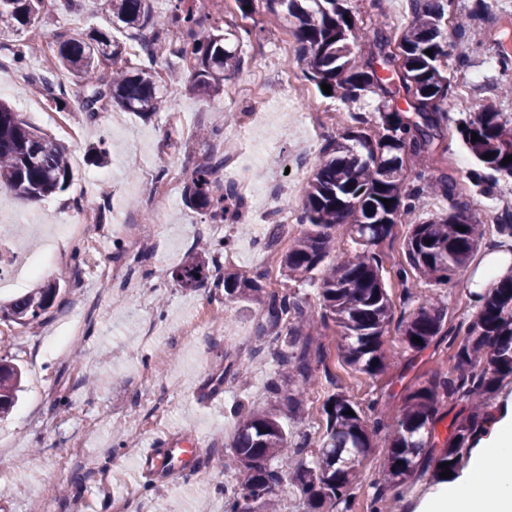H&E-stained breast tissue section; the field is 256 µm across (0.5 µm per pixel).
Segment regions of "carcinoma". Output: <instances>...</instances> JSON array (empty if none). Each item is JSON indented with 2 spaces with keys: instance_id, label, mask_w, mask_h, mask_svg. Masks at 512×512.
Returning a JSON list of instances; mask_svg holds the SVG:
<instances>
[{
  "instance_id": "cac0c4a2",
  "label": "carcinoma",
  "mask_w": 512,
  "mask_h": 512,
  "mask_svg": "<svg viewBox=\"0 0 512 512\" xmlns=\"http://www.w3.org/2000/svg\"><path fill=\"white\" fill-rule=\"evenodd\" d=\"M262 2L274 16L286 13L305 78L318 89L330 85L331 97L348 105L343 142L325 143L308 183L297 217L305 229L283 254L278 249L282 225H273L266 242L268 250L279 254L288 280L310 283L337 248V228H346L355 239V254L322 274L319 308L309 307L298 291L267 290L264 270L250 276L226 272L216 284L224 289V307L234 301L252 303L264 319L261 330L281 342L270 390L284 395L288 408L299 415L304 397L321 386V379L336 384L324 345L311 328L331 331L338 337L337 362L373 379L387 375L391 366L384 348L391 325H396L403 351L410 353V367L425 351H437L448 336L447 312L429 301L394 321L395 305L382 276L385 253L377 247L396 239L402 217L430 193L451 201L448 212L411 225L403 239L405 261L394 266L407 300L414 278L435 285L464 278L482 246L483 225L458 201V182L443 170L445 154L437 153L453 108L446 37L452 0H410L412 19L400 38L394 41L378 28L369 51L359 58L354 49L360 27L348 0ZM101 6L111 24H122L140 41V51L139 57L128 58L126 45L110 31L57 38L54 68L85 87L81 111L89 120L112 107L142 116L161 110L164 100L152 69L161 49L192 58V87L212 99L219 97L225 81L243 67L242 40L265 35L263 28L229 22L225 33L219 25L205 34L197 32L204 19L195 0H172L163 18L153 15L150 0H101ZM54 7L55 0H0V49L9 51L12 62L25 58L24 46L13 43L12 36L29 30ZM428 49L430 56L425 54ZM37 82L47 100L60 104L55 77L41 74ZM367 98L377 100L374 116L355 110ZM457 133L485 170L476 174L477 181L490 189L498 177L512 178V161L502 164L512 155L509 113L489 103L461 122ZM487 153L492 157L483 158ZM222 167L223 156L208 154L191 172L182 198L213 224L236 223L245 202L234 187L216 186L214 174ZM410 172L414 180L408 187ZM73 178L66 148L0 102V187L18 198L40 200L67 190ZM385 199L391 203L384 204ZM232 245L229 238L209 243L172 271L174 283L185 290L201 287L207 271ZM60 291V283H48L0 305V320L23 327L38 323ZM470 297L476 311L447 360L448 368L432 367L399 394H381L365 409L336 388L323 403L325 425L316 437L288 430L275 406L259 410L244 402L233 405L229 413L236 423L231 451L237 461V487L224 500V512H276L275 498L283 484L303 496L308 512L347 504L358 467L381 438L388 451L377 499L388 494L396 498L398 489L414 478L442 481L444 462L453 473L463 466L493 418L491 401L500 383L512 378V274ZM21 377L16 364L0 358V417L17 401ZM447 403L455 414L443 436L438 424L448 416L441 411Z\"/></svg>"
}]
</instances>
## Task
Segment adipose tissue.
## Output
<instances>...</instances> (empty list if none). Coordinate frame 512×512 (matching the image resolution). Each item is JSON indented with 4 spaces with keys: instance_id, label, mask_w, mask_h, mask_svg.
<instances>
[{
    "instance_id": "obj_1",
    "label": "adipose tissue",
    "mask_w": 512,
    "mask_h": 512,
    "mask_svg": "<svg viewBox=\"0 0 512 512\" xmlns=\"http://www.w3.org/2000/svg\"><path fill=\"white\" fill-rule=\"evenodd\" d=\"M421 512H512V411L475 448L464 479L440 486Z\"/></svg>"
}]
</instances>
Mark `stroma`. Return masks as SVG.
I'll list each match as a JSON object with an SVG mask.
<instances>
[{
	"instance_id": "obj_1",
	"label": "stroma",
	"mask_w": 512,
	"mask_h": 512,
	"mask_svg": "<svg viewBox=\"0 0 512 512\" xmlns=\"http://www.w3.org/2000/svg\"><path fill=\"white\" fill-rule=\"evenodd\" d=\"M371 3L351 0L365 32L380 27L395 38L407 28L409 0H386L380 13ZM451 9L471 18L465 35L448 36L454 96L468 99L469 105L452 109L453 128L445 144L463 201L488 225L468 269L474 275L487 259L512 258V239L494 228L502 215L512 213V179H500L489 192L475 186V164L454 125L490 101L499 111L512 113V95L506 91L512 69L503 70L499 63L500 56L512 50V0H453ZM246 24L264 28L265 37L242 44L244 66L229 81L220 102L192 91L185 79L170 82L171 73L185 76L190 65L188 59L171 54L156 65L157 83L162 92L174 88L179 96L173 112H158L148 119L110 110L87 121L78 110L82 90L69 82L64 85L66 108L56 109L42 99L34 81L47 67L34 58L36 42L28 35L20 37L28 52L23 66L0 54V79L23 76V92L41 98L39 113L21 110L23 119L66 148L74 174L66 192L38 200L24 212L16 209L13 193L1 194L6 207L0 212V226L6 228L11 244H22L31 254L40 251L46 234L65 224L84 225L98 242L85 251L80 278L71 276V260L65 256L41 263L35 276L16 287L0 288V303L5 304L47 282L62 285L45 321L29 327L0 321V355L14 359L23 370L19 399L0 419V486L5 489L0 512H224L225 497L235 491L234 478L215 468L191 479L152 481L142 474L141 450L162 432L179 444L201 439L202 453L229 456L236 434L229 409L240 400L256 408L274 404L267 386L275 369L272 357L279 349L274 338L261 331L262 318L251 304H225L223 289L210 284L196 291L174 285L172 270L217 234L210 230L206 215L187 207L182 198L155 213L150 207L153 187L167 180L172 170L190 174L208 150L197 132L220 126L225 135L243 141L253 187L252 196L245 199L248 212L268 206L298 211L326 139H341L344 128L343 105L305 83L297 40L284 19L260 7ZM40 27L50 54L56 36L110 29L100 0H69L43 15ZM292 82L305 83L303 99L290 100ZM308 112L318 113L322 137L309 135L304 123ZM175 113L188 134L172 135ZM93 146L107 150L105 164L92 162ZM284 158L303 167V180L281 171ZM99 174L112 182L109 198L93 190L91 181ZM78 196L83 199L79 210L72 203ZM123 221L137 225L152 244L148 271H133L127 283L99 273L124 244L117 230ZM266 231L263 224H249L244 233L238 225H225L222 234L233 238L236 257L224 267L246 275L267 270V289L279 291L289 280L261 245ZM387 254L391 263L397 260L400 244H393ZM391 263L384 267L383 277L396 311L409 312L422 299H432L446 308L451 333L464 334L471 312L467 288L416 280L411 288L414 299L405 303ZM323 343L343 390L367 405L378 390L376 381L340 367L333 336H326ZM228 353L250 363V377L224 383L219 402H201L198 393L208 391ZM158 382L172 391L157 409L151 399ZM118 429L129 435L128 448L117 447L113 433ZM386 450V443H379L366 457L355 479L354 500L335 512H368L384 478Z\"/></svg>"
}]
</instances>
